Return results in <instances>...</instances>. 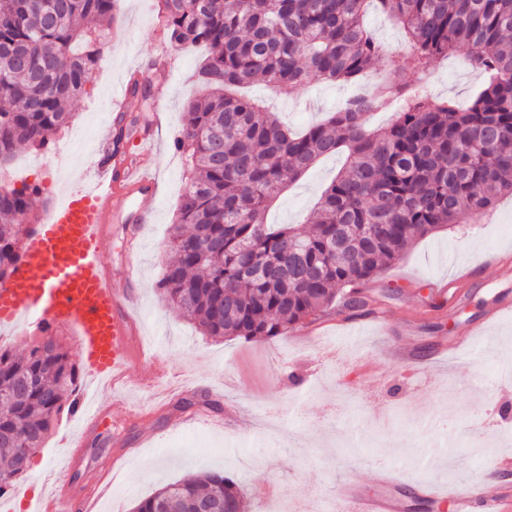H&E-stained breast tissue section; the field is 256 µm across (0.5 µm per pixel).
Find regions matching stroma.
Wrapping results in <instances>:
<instances>
[{"instance_id": "35a3bbf8", "label": "stroma", "mask_w": 512, "mask_h": 512, "mask_svg": "<svg viewBox=\"0 0 512 512\" xmlns=\"http://www.w3.org/2000/svg\"><path fill=\"white\" fill-rule=\"evenodd\" d=\"M159 23L155 0H123V19L111 27L90 74V94L71 107L70 129L43 148L22 147L15 159L40 161L28 182L41 186L47 206L57 205L59 194L93 179L95 149L112 124L113 95L156 53L167 55L168 118L147 160L158 193L142 203L152 221L136 254L127 256V212L117 203L104 260L120 286L128 264L136 265L141 332L153 365L185 381L183 398L193 405L180 409L181 398L157 397L136 381L127 392L102 397L80 376L84 399L99 406L102 423L88 427L75 412H63L13 490L12 506L54 485L78 499L104 479L108 487L97 512H133L165 484L221 470L240 484L249 512H263L258 489L268 484L280 487L283 512H348L334 496L336 485L350 481L361 494H379L373 470L383 461L404 483L397 491L400 512H417V503L418 512H456L448 501L419 500L407 483L445 488L484 480L489 461L512 451V419L497 412L512 409V314L475 340L482 357L441 353L464 327L480 323L495 301L512 300V279L501 275L502 265L512 264V198L413 240L399 261L365 283L364 293L374 300L371 314L336 303L308 321V336L292 330L274 339L205 336L162 300L158 281L183 186L184 161L174 141L187 102L199 93L195 72L207 51L172 46ZM364 23L383 47L374 70L410 50L395 20L371 10ZM425 78L428 94L462 109L486 82L461 49L434 58ZM345 90L340 82H316L299 103L260 82L245 93L298 131L336 111ZM343 163L340 155L321 159L274 201L268 223H309ZM394 340L417 355L416 364L386 356ZM132 404L142 407V418L126 419ZM66 436L79 447H64Z\"/></svg>"}]
</instances>
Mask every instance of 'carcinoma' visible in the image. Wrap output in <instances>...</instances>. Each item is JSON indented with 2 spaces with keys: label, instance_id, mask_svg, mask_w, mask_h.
<instances>
[{
  "label": "carcinoma",
  "instance_id": "carcinoma-1",
  "mask_svg": "<svg viewBox=\"0 0 512 512\" xmlns=\"http://www.w3.org/2000/svg\"><path fill=\"white\" fill-rule=\"evenodd\" d=\"M370 5L412 43L379 75L381 98L352 99L296 135L237 93L258 80L290 96L320 81L360 83L382 52L361 24ZM159 10L170 43L208 51L175 142L187 168L159 279L204 335L275 338L337 300L365 308L362 286L412 239L512 196V0H159ZM121 14L122 0H0V168L69 124ZM459 47L487 79L466 110L413 81ZM389 96L399 100L391 123L369 127L365 116ZM340 152L346 163L310 226L266 223L289 183ZM44 206L37 184L0 187V282ZM77 377L53 334L22 356L0 347V492L74 409ZM204 501L247 512L238 483L218 471L167 484L133 512H196Z\"/></svg>",
  "mask_w": 512,
  "mask_h": 512
}]
</instances>
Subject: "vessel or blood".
<instances>
[{
	"label": "vessel or blood",
	"mask_w": 512,
	"mask_h": 512,
	"mask_svg": "<svg viewBox=\"0 0 512 512\" xmlns=\"http://www.w3.org/2000/svg\"><path fill=\"white\" fill-rule=\"evenodd\" d=\"M131 141L135 151L128 156L99 151L94 183L71 190L65 202L37 224L23 243L21 260L10 279L0 283V324L30 317L48 334L74 328L78 357L104 395L126 389L135 376L145 385L161 383L152 368L133 369L144 358L137 307L130 290L115 287L104 265L105 228L115 201H124L130 211L128 244L134 248L149 221L141 203L157 193V182L144 162L153 135L136 134ZM490 472L502 478L491 490L473 481L445 492L424 487L420 493L455 502L460 512H512V454L496 457ZM336 495L349 504L350 512L394 508L388 498L357 494L350 482L341 484ZM89 504V498L72 501L53 487L39 496L37 512H90Z\"/></svg>",
	"instance_id": "obj_1"
}]
</instances>
